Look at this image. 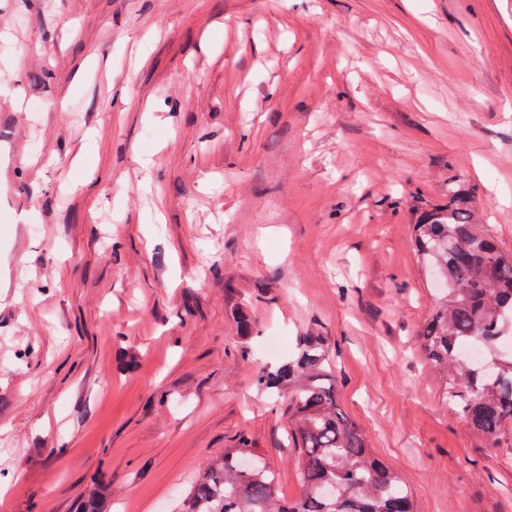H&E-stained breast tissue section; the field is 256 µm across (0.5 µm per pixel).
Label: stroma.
I'll return each mask as SVG.
<instances>
[{"instance_id":"35a3bbf8","label":"stroma","mask_w":512,"mask_h":512,"mask_svg":"<svg viewBox=\"0 0 512 512\" xmlns=\"http://www.w3.org/2000/svg\"><path fill=\"white\" fill-rule=\"evenodd\" d=\"M452 179L512 252V0H0V512H178L243 441L298 497L307 334L415 512H512L422 351ZM108 485L101 481L97 488L91 490L86 495L80 512H112V506H107L106 489Z\"/></svg>"}]
</instances>
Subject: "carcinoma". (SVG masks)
Instances as JSON below:
<instances>
[{"mask_svg":"<svg viewBox=\"0 0 512 512\" xmlns=\"http://www.w3.org/2000/svg\"><path fill=\"white\" fill-rule=\"evenodd\" d=\"M413 249L425 274L441 284L421 332L424 352L445 379V398L466 423L490 438L512 423V352L492 351L482 366L460 354L467 342L493 346L512 336V252L489 225L478 223L464 185L448 183V202L423 211L412 225ZM270 392L291 393L293 448L301 460V493L275 495L276 475L252 448H231L213 460L181 512H413L400 474L378 458L340 408L328 347L304 336L276 371L259 376ZM108 484L85 497L81 512H112Z\"/></svg>","mask_w":512,"mask_h":512,"instance_id":"carcinoma-1","label":"carcinoma"}]
</instances>
